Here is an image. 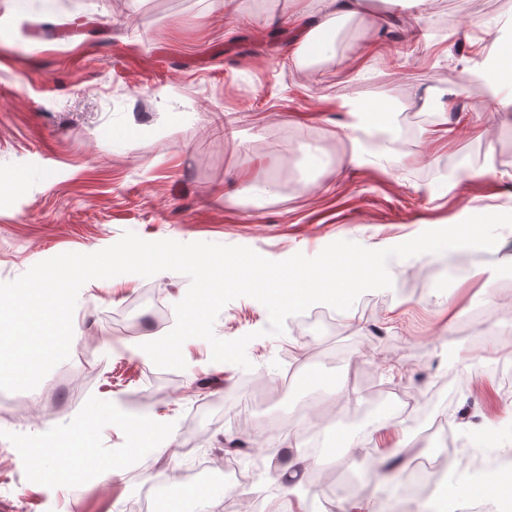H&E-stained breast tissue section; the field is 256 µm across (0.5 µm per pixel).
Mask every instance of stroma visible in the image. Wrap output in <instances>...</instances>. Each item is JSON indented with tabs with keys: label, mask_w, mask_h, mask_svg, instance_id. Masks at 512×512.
<instances>
[{
	"label": "stroma",
	"mask_w": 512,
	"mask_h": 512,
	"mask_svg": "<svg viewBox=\"0 0 512 512\" xmlns=\"http://www.w3.org/2000/svg\"><path fill=\"white\" fill-rule=\"evenodd\" d=\"M385 18H421L430 44L406 46L393 66L372 63L356 76L350 61L377 36L376 11L335 16L339 64L307 73L283 65L297 31L286 17L295 0H0V282L56 255L90 254L125 232L147 241L211 242L250 248L272 261L317 256L337 240L370 249L395 246L427 230L464 220L473 198L512 206V117L484 103L479 86H464L467 105L445 137L413 138L385 149L380 163L350 165L349 145L336 135V107L346 99L396 104L426 115L419 97L444 99L449 71L463 68L483 21L512 19V0H448L420 11L415 0H383ZM457 20L447 32L444 11ZM266 178L270 196L224 199L228 184ZM500 250L481 252L465 275L449 277L447 257L394 259L393 286L371 290L346 311L330 310L317 333L286 325L270 335L267 309L255 299L228 303L214 333L255 338L251 369L215 362L206 341L187 340L185 369L153 385L157 368L140 345L163 337L156 305L173 309L187 276L162 271L88 281L73 315L74 345L33 390L0 391V449L19 457L49 435L71 427L92 407L146 416L162 433L145 435L140 450L122 425L97 434L93 455L106 468L129 450L128 466L109 482L86 476L70 487L36 466L16 472L0 456V512H128L141 472L170 480L202 461L223 462L225 445L243 441L251 455L248 499L234 512H262L289 500L292 512H433L437 493L410 505L404 471L382 481L378 449L428 451L429 461L457 462L462 448L448 438L492 431L498 453L512 451V227L499 231ZM160 300H146V291ZM491 324L488 334L477 323ZM309 352L300 373L283 384V357ZM498 382L499 397L464 389L471 374ZM354 391L356 402L329 395ZM426 401L401 419L398 390ZM297 431L296 447L279 433ZM361 447L346 454L341 440ZM165 441L164 453L153 452ZM318 447L327 482L303 475L297 491L275 478L291 457ZM350 462V480L339 470Z\"/></svg>",
	"instance_id": "stroma-1"
}]
</instances>
